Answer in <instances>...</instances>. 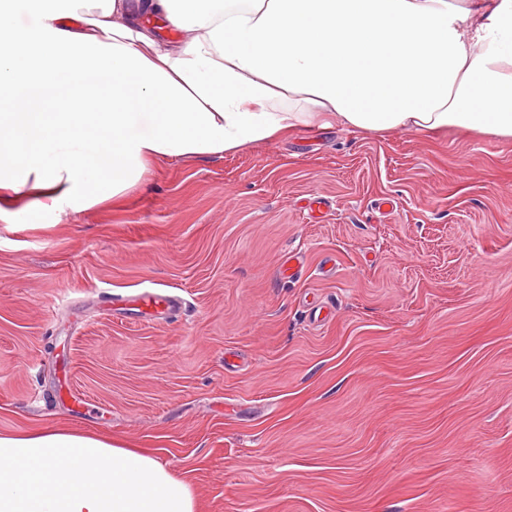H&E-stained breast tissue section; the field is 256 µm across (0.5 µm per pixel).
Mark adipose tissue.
I'll list each match as a JSON object with an SVG mask.
<instances>
[{
    "label": "adipose tissue",
    "instance_id": "obj_1",
    "mask_svg": "<svg viewBox=\"0 0 512 512\" xmlns=\"http://www.w3.org/2000/svg\"><path fill=\"white\" fill-rule=\"evenodd\" d=\"M333 123L512 139V0H0V216ZM0 512L196 503L149 454L40 429L0 435Z\"/></svg>",
    "mask_w": 512,
    "mask_h": 512
}]
</instances>
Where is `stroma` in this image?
I'll list each match as a JSON object with an SVG mask.
<instances>
[{
	"label": "stroma",
	"instance_id": "stroma-1",
	"mask_svg": "<svg viewBox=\"0 0 512 512\" xmlns=\"http://www.w3.org/2000/svg\"><path fill=\"white\" fill-rule=\"evenodd\" d=\"M41 428L198 512H512V140L300 129L0 220V433Z\"/></svg>",
	"mask_w": 512,
	"mask_h": 512
}]
</instances>
